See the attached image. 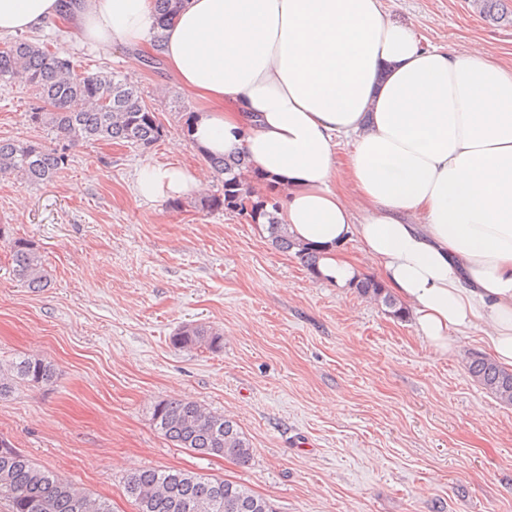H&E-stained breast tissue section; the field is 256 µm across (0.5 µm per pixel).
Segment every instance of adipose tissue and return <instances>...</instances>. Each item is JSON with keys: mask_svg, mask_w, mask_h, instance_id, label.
<instances>
[{"mask_svg": "<svg viewBox=\"0 0 512 512\" xmlns=\"http://www.w3.org/2000/svg\"><path fill=\"white\" fill-rule=\"evenodd\" d=\"M63 18L78 42L160 52L205 103L192 140L265 174L317 277L349 288L375 268L429 346L477 327L512 367V68L423 46L381 0H186L159 45L150 0H0V36ZM136 182L147 201L203 190L173 164Z\"/></svg>", "mask_w": 512, "mask_h": 512, "instance_id": "1", "label": "adipose tissue"}]
</instances>
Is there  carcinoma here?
I'll list each match as a JSON object with an SVG mask.
<instances>
[{
	"label": "carcinoma",
	"instance_id": "obj_1",
	"mask_svg": "<svg viewBox=\"0 0 512 512\" xmlns=\"http://www.w3.org/2000/svg\"><path fill=\"white\" fill-rule=\"evenodd\" d=\"M184 0H152L156 19L155 39L182 8ZM484 17L508 16L504 0H473ZM20 78L35 92L38 105L30 112L34 125L53 129L59 145L36 140L0 139V173L13 174L32 185L54 181L69 162L68 147L79 142L111 141L149 148L162 137L156 112L146 106L138 87L114 73H79L63 51L51 50L28 39L0 45V80ZM210 168L220 177L221 193L200 200L208 211L237 210L254 224L266 227L269 241L278 250L291 252L313 269L316 255L297 245L278 220L279 201L250 185L249 164L240 155L208 156ZM13 275L34 292L50 284L44 259L33 242H11ZM358 293L387 308L396 318L406 316L397 300L373 279L356 284ZM178 348L217 349L219 333L205 325H185L172 336ZM471 377L496 399L512 404V371L491 358L474 353L468 357ZM53 365L36 357L0 364V399L22 381L50 383ZM155 428L174 446L192 453L220 456L245 466L253 449L239 426L221 414L187 399L161 400L152 411ZM125 490L136 512H275L272 503L236 482L206 477L181 469L142 468L126 479ZM10 512H112L107 499L40 467L28 456L0 441V502Z\"/></svg>",
	"mask_w": 512,
	"mask_h": 512
}]
</instances>
